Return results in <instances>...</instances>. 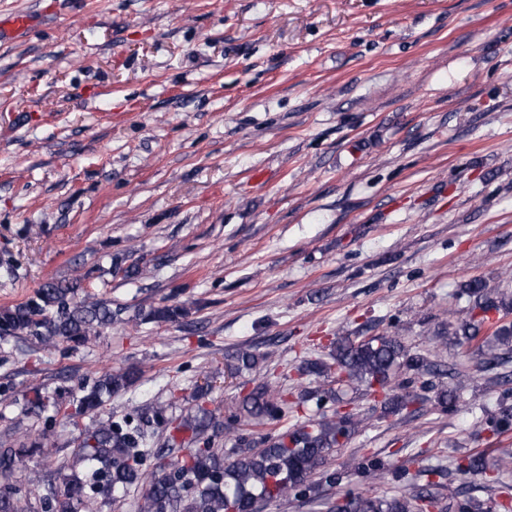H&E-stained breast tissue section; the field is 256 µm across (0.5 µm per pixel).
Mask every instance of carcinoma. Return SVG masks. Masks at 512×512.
Returning <instances> with one entry per match:
<instances>
[{"instance_id":"cac0c4a2","label":"carcinoma","mask_w":512,"mask_h":512,"mask_svg":"<svg viewBox=\"0 0 512 512\" xmlns=\"http://www.w3.org/2000/svg\"><path fill=\"white\" fill-rule=\"evenodd\" d=\"M470 298L469 317L459 325L448 324L447 335L456 338L465 356L472 341L486 328L492 330L503 355L512 352V295L491 288L482 280L464 284ZM129 307L112 304L87 294L82 281L48 279L25 301L0 308V339L20 338L53 347L60 343L84 346L105 329L127 321ZM187 315L180 303L163 302L138 309L134 320L177 323ZM437 364L411 355L398 332L378 336H338L330 343L328 358L307 359L298 367L300 376L355 383L381 394L385 413H412L420 403L416 379L434 371ZM410 372L409 383H397L398 371ZM136 366L106 373L92 385L80 387L82 395L56 405V414L67 423L83 417L103 403L106 396L129 390L139 378ZM322 403L340 401L336 390L313 391ZM304 390L299 402L313 393ZM195 406L173 426L164 446L154 440L131 415L99 422L90 418L72 449L71 460L50 474L30 471L21 477L27 462L52 454L46 437L5 440L0 443V512H95L99 501H112L130 490H141L137 512H260L264 505L308 498L321 482L335 484L341 474L329 469L334 451L362 425L359 415L335 409L331 414L285 432L268 433L263 447L250 448L243 434L246 425H277L288 412L278 384H255L237 407L223 416L207 407L208 390L193 394ZM487 429L500 434L512 428V409L486 420ZM233 447L221 446V438ZM155 469L144 468L148 459ZM463 473L486 472L479 455L466 457ZM442 497L430 487L400 495L346 492L324 502L326 512H443Z\"/></svg>"}]
</instances>
